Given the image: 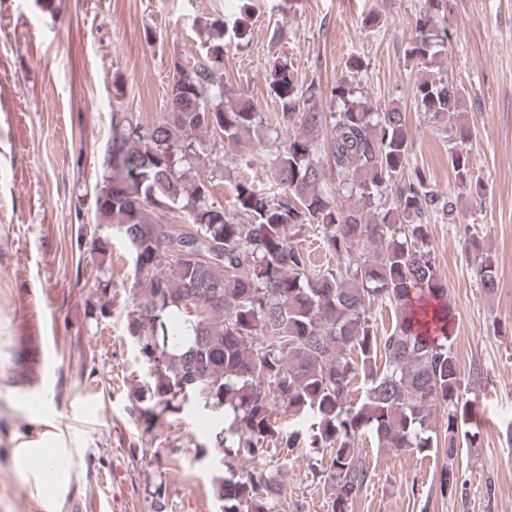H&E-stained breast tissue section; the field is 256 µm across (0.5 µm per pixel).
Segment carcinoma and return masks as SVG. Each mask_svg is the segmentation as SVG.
I'll list each match as a JSON object with an SVG mask.
<instances>
[{
  "mask_svg": "<svg viewBox=\"0 0 512 512\" xmlns=\"http://www.w3.org/2000/svg\"><path fill=\"white\" fill-rule=\"evenodd\" d=\"M425 4L406 54L427 66L446 32L436 21L442 0ZM206 27L198 52L172 58L159 120L147 125L139 114L112 109L96 185L99 223L115 226L134 258L140 297L126 330L149 376L134 391L139 416L155 425L192 400L233 412L230 426L212 434L214 453L242 452L255 464L216 478L222 512H274L279 487L262 460L286 461L304 446L329 449V468L313 476L331 485V512H350L372 481L358 449L367 438L394 455L442 453L441 495L465 499L454 461L479 433L468 426L471 401L449 343L453 313L423 224L439 212L453 220L457 198L430 190L418 168L402 180L410 138L400 109L373 111L342 78L331 89L338 109L326 112L318 106L321 87L299 86L288 64L276 61L269 93L293 127L268 158L276 190L239 180L234 212H226L212 179L188 173L205 162L204 136L222 149L263 125L248 101L225 105L215 60L224 54L226 26L214 19ZM414 98L444 124L464 103L462 88L440 76L422 78ZM470 137L464 122L449 135L448 163L462 190L473 187L463 148ZM326 164L336 173L334 189L324 183ZM336 193L352 203H338ZM311 227L336 256L334 268H315L299 246ZM466 256L481 287L495 292L498 265L479 237L469 238ZM422 297L437 305L438 337L421 324L426 314L415 312ZM383 304L394 319L380 333L370 310ZM279 408L311 419L309 434L285 432Z\"/></svg>",
  "mask_w": 512,
  "mask_h": 512,
  "instance_id": "obj_1",
  "label": "carcinoma"
}]
</instances>
